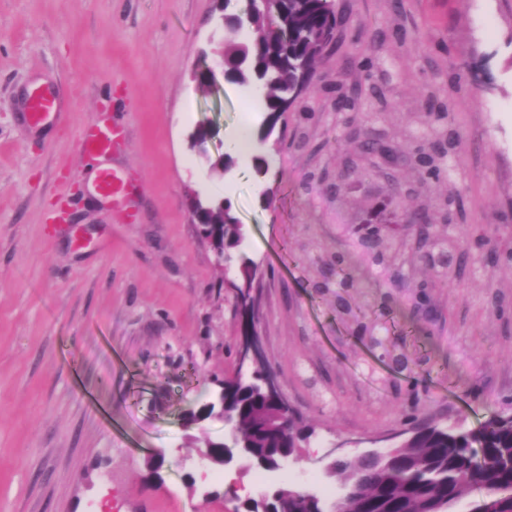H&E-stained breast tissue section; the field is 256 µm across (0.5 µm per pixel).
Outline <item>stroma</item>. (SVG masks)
<instances>
[{"mask_svg":"<svg viewBox=\"0 0 512 512\" xmlns=\"http://www.w3.org/2000/svg\"><path fill=\"white\" fill-rule=\"evenodd\" d=\"M214 0H0V512H237L223 474L193 491L190 461L223 419L188 412L236 371L237 291L194 224L188 188L226 198L265 269L255 330L316 436L273 483H336L308 468L338 438L407 416L478 428L512 411V0H336L335 43L273 133L270 200L238 167L209 173L225 132L264 114L248 89L203 92L201 48L224 35ZM38 89L56 109L26 117ZM119 122L102 160L119 200L90 181L81 134ZM218 134L198 148L200 123ZM385 142L393 163L366 151ZM445 232L450 274L423 252L345 286L336 256L385 204ZM176 450L159 478L146 462Z\"/></svg>","mask_w":512,"mask_h":512,"instance_id":"35a3bbf8","label":"stroma"}]
</instances>
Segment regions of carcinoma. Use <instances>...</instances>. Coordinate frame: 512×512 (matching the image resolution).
<instances>
[{
	"instance_id": "cac0c4a2",
	"label": "carcinoma",
	"mask_w": 512,
	"mask_h": 512,
	"mask_svg": "<svg viewBox=\"0 0 512 512\" xmlns=\"http://www.w3.org/2000/svg\"><path fill=\"white\" fill-rule=\"evenodd\" d=\"M222 2L224 79L264 87V140L284 115L283 103L300 74L314 75L334 44L335 0H246L243 7L240 0ZM193 207L212 247L226 253L241 247L244 227L229 202L202 198ZM226 384L225 408L257 457L272 461L284 451L298 454L311 436L305 426L290 419L270 429L278 403L237 377ZM331 474L340 484V512H449L474 487L487 496L473 502L471 512H512V416H492L476 430L461 422L415 423L392 451L339 461Z\"/></svg>"
}]
</instances>
